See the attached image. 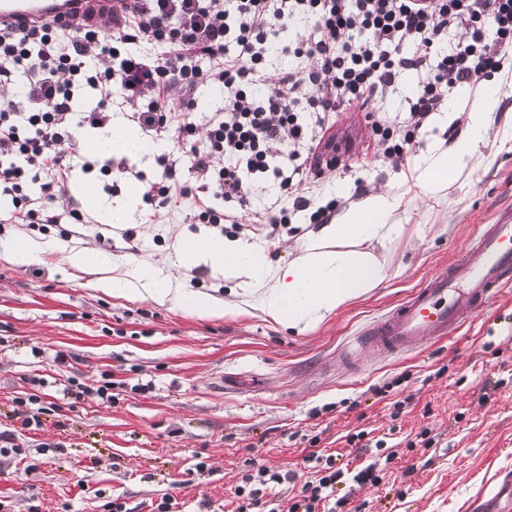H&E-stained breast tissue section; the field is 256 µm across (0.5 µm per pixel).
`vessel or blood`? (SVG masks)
Wrapping results in <instances>:
<instances>
[{
	"label": "vessel or blood",
	"instance_id": "obj_1",
	"mask_svg": "<svg viewBox=\"0 0 512 512\" xmlns=\"http://www.w3.org/2000/svg\"><path fill=\"white\" fill-rule=\"evenodd\" d=\"M90 0H0V22L75 26ZM512 284V223L486 224L448 272L430 276L386 318L371 326L364 344L400 356L419 343L447 339Z\"/></svg>",
	"mask_w": 512,
	"mask_h": 512
}]
</instances>
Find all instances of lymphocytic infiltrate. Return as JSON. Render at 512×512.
I'll return each instance as SVG.
<instances>
[{
  "label": "lymphocytic infiltrate",
  "mask_w": 512,
  "mask_h": 512,
  "mask_svg": "<svg viewBox=\"0 0 512 512\" xmlns=\"http://www.w3.org/2000/svg\"><path fill=\"white\" fill-rule=\"evenodd\" d=\"M298 18L308 21V31L290 35ZM449 33L456 40L440 51ZM142 39L153 42L157 54L131 52L130 44ZM276 50L298 64L258 89L265 61ZM510 62L512 0H125L119 19L91 9L68 30L53 22L22 29L1 24L0 87L26 75L29 109L21 112L13 100H0V192L12 197L14 223H60L64 215L56 201L66 194L72 131L107 126L117 87L134 122L145 132L181 140L204 189L231 203V210L221 211L195 199L199 223L238 226L240 214L252 213L254 182L278 179L289 206L254 213L273 239L287 231L291 211L307 209L302 190L322 174L315 156L319 131L333 124L337 113L366 109L377 158L399 167L415 150L431 114L453 92L478 87ZM404 71L422 73L423 79L395 124L376 103ZM202 83L223 93L224 109L201 132L192 112L193 93ZM80 86L100 95L92 111L72 109ZM175 86L184 93L178 112L170 108ZM301 99L312 119L298 112ZM156 162L163 177L146 185L145 199L164 206L188 197L175 160L161 154ZM37 179L42 195L33 199L25 187ZM117 387L108 377L95 385L69 378L67 406L87 401L112 406ZM388 462L378 454L353 473L335 456L311 450L303 463L313 477L286 507L262 504V492L270 484L294 482L295 472L254 467L234 489L237 512L261 505L266 512H336L338 485L377 483Z\"/></svg>",
  "instance_id": "f902f5d3"
}]
</instances>
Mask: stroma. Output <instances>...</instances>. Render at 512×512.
<instances>
[{
    "label": "stroma",
    "instance_id": "obj_1",
    "mask_svg": "<svg viewBox=\"0 0 512 512\" xmlns=\"http://www.w3.org/2000/svg\"><path fill=\"white\" fill-rule=\"evenodd\" d=\"M495 80L501 94L486 114L485 137L434 193L417 182L416 168L433 148L451 147L448 119L472 112L479 92H455L399 168L375 158L363 111L337 113L336 127L352 135L336 168L308 190L312 208L333 199L337 211L348 209L361 199L359 182L371 195L393 190L408 200L398 212L405 231L384 245H361L387 266L384 283L307 328L284 326L258 308L265 280L242 283L202 262L175 264L183 240L215 232L192 222L189 206L144 202L122 224L90 211L80 224H13L11 198L0 197L1 238L53 246L30 265L0 258V430L12 428V397L33 374L47 379L46 392L55 397L69 376L91 384L110 374L153 385L109 408L85 403L45 415L43 428L24 436L26 462L17 463L12 479L0 478L8 512H67L76 497L83 512H109L115 498L131 512H152L165 493L176 498L179 512H232L245 460L295 469L304 479L300 463L314 443L342 453L354 468L370 453L348 447L344 436L360 429L393 432L399 455L377 484L341 486L342 512H484L496 494L501 512H512V288L459 334L402 358L357 352L354 341L427 276L455 262L481 225L512 213V70ZM112 164L124 173H87L107 202L135 185V173L148 180L162 174L149 154ZM243 222L238 238L263 245L275 270L299 257L320 231L309 210L293 214L294 233L272 243L263 225L248 216ZM77 250L106 255L111 264L74 267L68 255ZM161 266L173 287L220 308L232 305L234 314L205 317L141 294V275ZM104 278L125 282V290L100 288ZM35 348L43 357H32ZM58 351L69 355L66 367L54 363ZM391 381L406 402L396 416L371 392ZM425 429L436 437L433 447L403 445L406 435ZM41 443L54 452L36 453ZM200 456L209 473H193Z\"/></svg>",
    "mask_w": 512,
    "mask_h": 512
}]
</instances>
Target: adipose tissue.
Returning a JSON list of instances; mask_svg holds the SVG:
<instances>
[{
	"label": "adipose tissue",
	"instance_id": "obj_1",
	"mask_svg": "<svg viewBox=\"0 0 512 512\" xmlns=\"http://www.w3.org/2000/svg\"><path fill=\"white\" fill-rule=\"evenodd\" d=\"M500 90L488 83L471 116L467 140L452 151L434 150L417 168V181L433 189L443 186L460 170L472 143L484 137L485 112L496 105ZM83 148L100 158L125 156L141 159L148 149L140 134L122 117L112 119L103 132L84 133ZM402 199L391 192L366 198L345 212L336 223L322 228L324 242L308 246L304 254L290 262L274 285L262 291L259 307L276 321L295 327L312 324L332 313L344 302L367 293L387 277V270L371 254L357 250L367 240L390 242L398 238L403 225L394 219ZM205 262L225 276L260 278L267 270L268 257L263 247L239 239L197 236L185 240L176 264Z\"/></svg>",
	"mask_w": 512,
	"mask_h": 512
}]
</instances>
